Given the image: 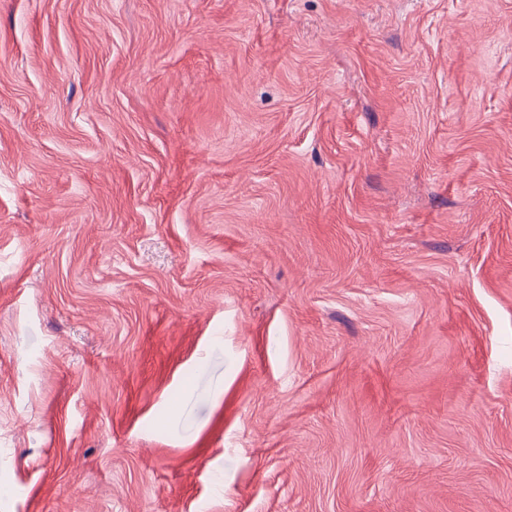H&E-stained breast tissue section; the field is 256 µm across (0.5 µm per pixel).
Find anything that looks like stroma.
Wrapping results in <instances>:
<instances>
[{
	"label": "stroma",
	"instance_id": "35a3bbf8",
	"mask_svg": "<svg viewBox=\"0 0 512 512\" xmlns=\"http://www.w3.org/2000/svg\"><path fill=\"white\" fill-rule=\"evenodd\" d=\"M0 512H512V0H0Z\"/></svg>",
	"mask_w": 512,
	"mask_h": 512
}]
</instances>
